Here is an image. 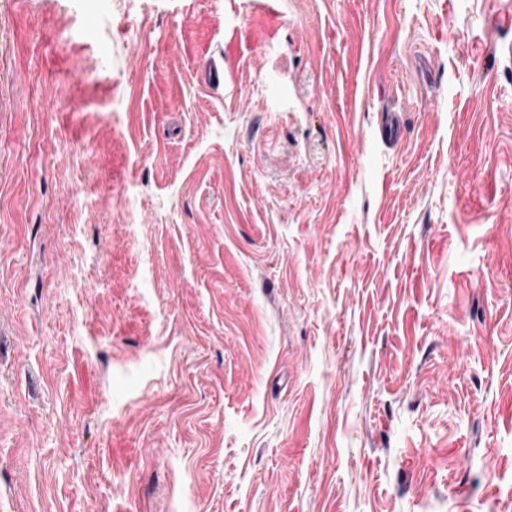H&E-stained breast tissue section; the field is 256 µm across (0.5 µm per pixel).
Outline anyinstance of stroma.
Returning a JSON list of instances; mask_svg holds the SVG:
<instances>
[{
    "label": "stroma",
    "instance_id": "35a3bbf8",
    "mask_svg": "<svg viewBox=\"0 0 512 512\" xmlns=\"http://www.w3.org/2000/svg\"><path fill=\"white\" fill-rule=\"evenodd\" d=\"M0 512H512V0H0Z\"/></svg>",
    "mask_w": 512,
    "mask_h": 512
}]
</instances>
